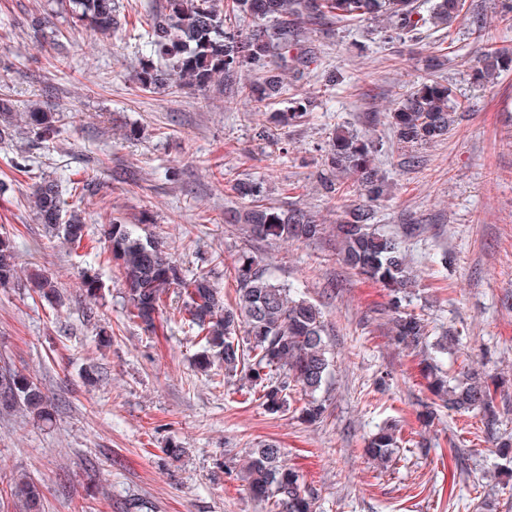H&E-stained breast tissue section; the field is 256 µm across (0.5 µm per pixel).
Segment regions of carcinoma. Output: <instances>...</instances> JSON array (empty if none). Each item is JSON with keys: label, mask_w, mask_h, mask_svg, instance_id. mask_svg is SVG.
<instances>
[{"label": "carcinoma", "mask_w": 512, "mask_h": 512, "mask_svg": "<svg viewBox=\"0 0 512 512\" xmlns=\"http://www.w3.org/2000/svg\"><path fill=\"white\" fill-rule=\"evenodd\" d=\"M421 8L416 0H232V11L252 18V25L232 23L224 0H165L145 31L153 54L168 61L163 70L152 59L141 63L136 73L137 88L155 92L187 86L205 91L246 70L263 74L277 69H297L309 63L299 47L308 27L330 22L353 24L369 20L382 23L384 39L419 41L429 31L451 27L461 15L465 0H427ZM74 23L95 33L110 34L119 28L112 0H58ZM482 66L475 69L474 84L481 87L512 63L503 49L482 51ZM241 97L260 111L268 101L281 95L279 82L244 81ZM306 93L288 99V108L276 113L283 125L304 121L310 112ZM26 123L41 136L58 134L53 112H27ZM457 120L452 90L439 81L423 82L399 98L389 112V123L405 147L432 143L448 136ZM377 146L350 131L339 130L328 145V165L339 174L361 183L364 200L346 207L335 225L344 264L354 273L379 282L390 290L392 333L405 350L422 352L431 348L448 353L451 336L430 341L425 319L402 306L403 294L414 287L407 256L397 239L375 228L376 202L385 195L386 185L372 167ZM76 187H63L55 180L36 185L30 199L41 223L50 226L70 244L89 235L87 224L75 211L64 212V194ZM247 236L282 242H308L322 238L326 225L301 208L279 209L253 205L239 215ZM111 260L122 276L130 309L128 319L147 332L157 328L168 295L177 298L180 322L203 342L197 353L198 369L210 374L218 385L239 378L236 391L258 395L271 414L290 408L294 395L301 406L294 408L305 421H317L326 405L317 394L330 375L331 353L328 330L319 309L290 284L275 279L253 256L243 253L234 266L238 283L234 302L224 303V294L206 273L184 274L163 244L144 239L119 219L104 229ZM20 279L15 247L7 236L0 237V287ZM30 288L52 304L62 303L53 279L34 274ZM435 407L426 410L431 419L440 408L465 414L480 408L487 425L496 424L494 396L476 370L462 377H448L438 365L426 366ZM23 410L38 422L52 420L51 404L36 379L17 369L0 372V413ZM401 438L397 425L379 428L364 449L370 464L386 469L393 461ZM242 479L249 495L264 505L265 512H316L314 491L306 488L300 472L288 465L282 449L268 441L252 450L242 467ZM11 494L23 501L26 512H41L40 485L26 476L14 481Z\"/></svg>", "instance_id": "carcinoma-1"}]
</instances>
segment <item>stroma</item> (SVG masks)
I'll return each mask as SVG.
<instances>
[{
    "mask_svg": "<svg viewBox=\"0 0 512 512\" xmlns=\"http://www.w3.org/2000/svg\"><path fill=\"white\" fill-rule=\"evenodd\" d=\"M159 2L115 0L121 28L103 40L73 27L56 0H0V97L61 118L52 140L21 122L0 140V234L15 240L21 275L0 288V366L30 373L54 408L48 424L0 414V512H21L10 485L22 474L41 483L43 512H122L132 498L152 512H263L237 474L268 440L303 474L321 512H474L485 499L512 512V459L494 454L482 413L422 419L433 400L423 356L394 343L387 290L346 269L332 236L255 241L226 221L243 204L236 185L250 180L262 186L259 203L298 206L333 226L359 193L342 176L339 193H326L328 142L341 126L375 141L386 183L377 222L408 253L417 280L409 308L433 333L455 336L444 370L480 367L495 392V432H512V67L481 88L472 79L480 47L512 50L497 0H467L485 18L479 40L466 16L447 40L418 44L384 41L372 21L306 31L312 63L284 75L286 95L260 112L230 83L205 93L137 89L146 18ZM31 14L49 25L32 32ZM442 53L445 64L430 69ZM336 73L343 83L327 86ZM429 79L451 85L458 120L445 139L401 148L388 114ZM296 91L311 97V114L281 126L273 115ZM44 178L78 184L66 207L89 226L81 244L36 220L29 196ZM115 217L164 240L186 274L210 273L225 300L247 253L315 303L334 355L324 418L271 414L214 387L194 367L200 346L181 323L148 334L129 322L118 267L101 258L98 229ZM35 271L56 281L62 304L32 292ZM86 274L100 283L97 298L81 289ZM393 420L404 431L397 458L373 468L365 441ZM172 442L180 458L166 455Z\"/></svg>",
    "mask_w": 512,
    "mask_h": 512,
    "instance_id": "stroma-1",
    "label": "stroma"
}]
</instances>
